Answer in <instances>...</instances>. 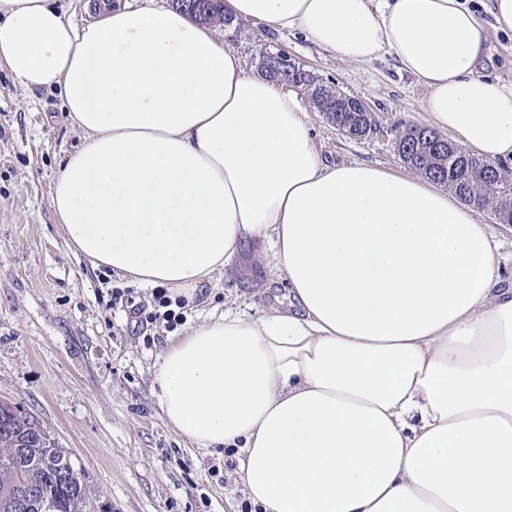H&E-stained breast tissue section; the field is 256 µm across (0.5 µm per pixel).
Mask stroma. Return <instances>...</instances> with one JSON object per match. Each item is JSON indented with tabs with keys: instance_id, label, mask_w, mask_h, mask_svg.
<instances>
[{
	"instance_id": "1",
	"label": "stroma",
	"mask_w": 512,
	"mask_h": 512,
	"mask_svg": "<svg viewBox=\"0 0 512 512\" xmlns=\"http://www.w3.org/2000/svg\"><path fill=\"white\" fill-rule=\"evenodd\" d=\"M470 2L492 47L484 71L512 86V32L497 29L494 0ZM225 44L248 73L258 74L263 55L281 51L320 83L370 104L379 128L354 139L299 90L322 159L408 174L395 129L427 124V92L395 60L347 62L299 33L251 20ZM82 142L57 93L25 89L0 65V399L43 424L112 512H242L231 452L193 446L160 413L153 369L170 333L161 320L143 336L130 328L133 306L152 307L150 289L93 268L64 240L50 193L61 162ZM116 288L128 290L130 302L112 304ZM282 291L259 260L245 255L235 277L216 279L187 304L182 325L228 302L243 309L273 305Z\"/></svg>"
}]
</instances>
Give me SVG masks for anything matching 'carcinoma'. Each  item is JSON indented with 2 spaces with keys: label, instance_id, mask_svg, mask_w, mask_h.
Returning a JSON list of instances; mask_svg holds the SVG:
<instances>
[{
  "label": "carcinoma",
  "instance_id": "carcinoma-1",
  "mask_svg": "<svg viewBox=\"0 0 512 512\" xmlns=\"http://www.w3.org/2000/svg\"><path fill=\"white\" fill-rule=\"evenodd\" d=\"M205 14L195 17L201 24L218 22L228 26L224 0H202ZM281 74L269 80L303 87L310 98L322 93L329 98L341 92L314 82L288 57H280ZM336 119L365 135L375 120L363 112H338ZM447 136L415 124L405 125L396 137L398 154L409 168L444 185L459 199L476 197L498 224H512V171L505 166L469 154L454 142L440 146ZM112 512L105 502L93 499L89 477L71 454L59 447L50 433L20 406L0 400V512Z\"/></svg>",
  "mask_w": 512,
  "mask_h": 512
}]
</instances>
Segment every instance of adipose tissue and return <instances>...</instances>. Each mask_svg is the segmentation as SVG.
<instances>
[{
	"label": "adipose tissue",
	"instance_id": "1",
	"mask_svg": "<svg viewBox=\"0 0 512 512\" xmlns=\"http://www.w3.org/2000/svg\"><path fill=\"white\" fill-rule=\"evenodd\" d=\"M0 0V64L58 93L83 146L51 207L93 267L194 300L253 252L287 307L211 311L154 368L195 447L234 450L256 512H512V280L477 209L323 160L296 95L173 8ZM340 59L387 56L434 129L512 159V88L465 0H224ZM86 0H57L56 7L64 16L78 26L86 25L95 19V11L92 10L91 1L90 12L85 10Z\"/></svg>",
	"mask_w": 512,
	"mask_h": 512
}]
</instances>
